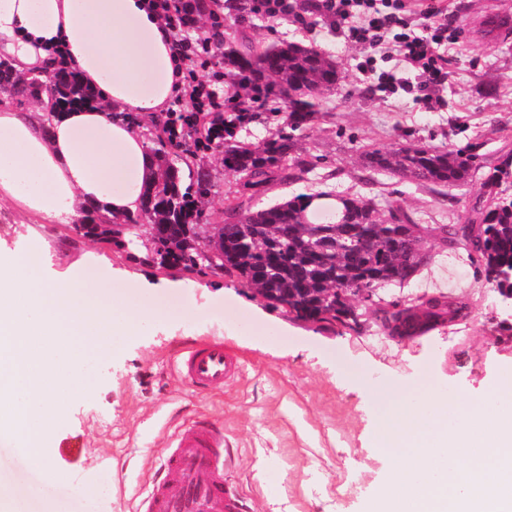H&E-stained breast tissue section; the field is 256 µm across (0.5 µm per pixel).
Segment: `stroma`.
Masks as SVG:
<instances>
[{"label": "stroma", "mask_w": 512, "mask_h": 512, "mask_svg": "<svg viewBox=\"0 0 512 512\" xmlns=\"http://www.w3.org/2000/svg\"><path fill=\"white\" fill-rule=\"evenodd\" d=\"M447 2L456 38L447 45L444 104L436 109L404 93L375 92L356 68L360 47L322 19L301 24L225 14L227 40L310 44L344 76L342 92L323 99L318 121L299 135L313 170L305 180L275 183L254 205L331 190L398 201L423 224L464 223L480 179L445 188L387 173L369 180L358 159L363 145L419 143L468 151L488 169L512 150V29L494 43L480 41L476 29L489 12L512 22V0ZM197 163L211 176L207 221L223 223L238 179L220 153L200 151ZM38 240L45 252L36 276L82 278L94 266L112 275L114 297L151 305L154 315L134 334L71 348L79 382L59 390L62 411L42 425L50 472L0 444V481L27 512H135L170 435L202 416L224 426L228 476L248 512H372L392 473L391 456L375 440L376 390H415L426 382L448 401L478 400L512 368V340L492 320L500 312L497 294L462 245L430 241L431 264L380 294L413 303L442 292L469 302V317L400 340L387 336L379 313L358 330L297 321L238 278L137 260L112 242L83 238L71 224L34 232L22 214L0 206V255ZM214 338L241 357L243 368L223 390L202 394L180 377L176 356Z\"/></svg>", "instance_id": "obj_1"}]
</instances>
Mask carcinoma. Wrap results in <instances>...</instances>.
I'll return each instance as SVG.
<instances>
[{
    "label": "carcinoma",
    "mask_w": 512,
    "mask_h": 512,
    "mask_svg": "<svg viewBox=\"0 0 512 512\" xmlns=\"http://www.w3.org/2000/svg\"><path fill=\"white\" fill-rule=\"evenodd\" d=\"M312 0H278L271 10H259L257 0H228L233 11L288 19L303 13ZM224 68L237 77L242 89L281 100L284 116L262 147L233 139V129L257 118L241 112L214 130L208 148L224 155V167L239 177L241 192L225 208L224 234L217 243L216 265L203 260L196 245V228L203 224L201 201L210 194L209 172L193 174L183 185L182 172L169 156L166 142L153 150L156 175L145 193L140 213L125 224L147 222L153 229L152 261L164 267L213 266L241 278L263 296L288 303L294 319L344 323L347 309L338 305L339 292L374 288L411 280L432 259L421 225L395 200L380 208L373 198L337 195L331 191L299 194L268 207L255 208L250 199L276 181H297L310 171L298 153V133L319 118V101L338 93L344 78L336 63L314 46L279 42L257 47L220 40ZM0 87L18 97L49 98L56 107L88 103L91 89L73 72L20 78L12 64L0 61ZM362 168L387 172L427 185L446 187L481 174V193L466 223L477 225L472 250L493 290H512V152L499 165L480 172L476 156L431 146L404 145L393 150L361 153ZM323 207L309 211L315 200ZM423 316H399L408 306L393 303L381 318L390 336H421L441 324L467 317V310L448 302V296L420 301Z\"/></svg>",
    "instance_id": "obj_1"
}]
</instances>
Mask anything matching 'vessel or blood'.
<instances>
[{
    "label": "vessel or blood",
    "mask_w": 512,
    "mask_h": 512,
    "mask_svg": "<svg viewBox=\"0 0 512 512\" xmlns=\"http://www.w3.org/2000/svg\"><path fill=\"white\" fill-rule=\"evenodd\" d=\"M182 378L207 392L237 376L239 356L223 341L207 340L188 348L177 362ZM224 429L206 419L177 434L157 468L158 477L143 494L139 512H243V501L224 481Z\"/></svg>",
    "instance_id": "vessel-or-blood-1"
}]
</instances>
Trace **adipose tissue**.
<instances>
[{
	"instance_id": "1",
	"label": "adipose tissue",
	"mask_w": 512,
	"mask_h": 512,
	"mask_svg": "<svg viewBox=\"0 0 512 512\" xmlns=\"http://www.w3.org/2000/svg\"><path fill=\"white\" fill-rule=\"evenodd\" d=\"M0 56L22 74L68 67L97 98L0 107V202L33 224L138 214L156 171L139 123L166 112L185 69L149 0H0Z\"/></svg>"
}]
</instances>
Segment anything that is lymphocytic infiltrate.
<instances>
[{
  "label": "lymphocytic infiltrate",
  "instance_id": "1",
  "mask_svg": "<svg viewBox=\"0 0 512 512\" xmlns=\"http://www.w3.org/2000/svg\"><path fill=\"white\" fill-rule=\"evenodd\" d=\"M172 29L177 49L184 56L214 53L211 36L188 39L185 28L194 26L192 11L184 0H156ZM316 9L330 21L336 32L361 47L357 64L360 73L376 77L375 89L384 94L404 91L416 94L426 107L440 99L437 90L443 79L446 58L441 48L453 40L441 17L448 11L444 0H317ZM397 60L392 71L378 72V58ZM223 73H213L211 80L198 79L196 73L184 77L186 97L175 100L167 110L166 130L170 141L189 135L206 116H220L227 106L216 86Z\"/></svg>",
  "mask_w": 512,
  "mask_h": 512
}]
</instances>
